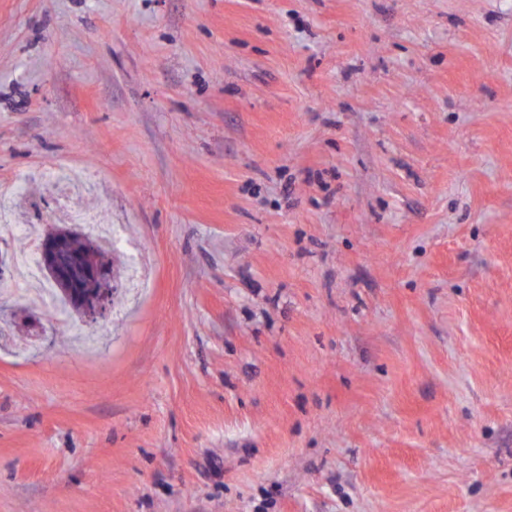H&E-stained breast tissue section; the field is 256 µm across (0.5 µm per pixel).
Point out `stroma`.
<instances>
[{
    "label": "stroma",
    "instance_id": "stroma-1",
    "mask_svg": "<svg viewBox=\"0 0 512 512\" xmlns=\"http://www.w3.org/2000/svg\"><path fill=\"white\" fill-rule=\"evenodd\" d=\"M11 191L0 512H512V0H0ZM70 233V228L47 225L37 242L38 264L41 270L49 273L53 287L59 288L70 309L80 312L83 320L94 321L105 316L111 309L110 289L114 286L116 271L104 255H97L84 263L85 284L76 285L66 261V245ZM68 242L69 252L75 257L92 249L108 254L96 240L82 232H73ZM73 288L91 290L82 292Z\"/></svg>",
    "mask_w": 512,
    "mask_h": 512
}]
</instances>
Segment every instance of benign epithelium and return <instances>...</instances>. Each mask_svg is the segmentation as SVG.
<instances>
[{
    "instance_id": "7a95c632",
    "label": "benign epithelium",
    "mask_w": 512,
    "mask_h": 512,
    "mask_svg": "<svg viewBox=\"0 0 512 512\" xmlns=\"http://www.w3.org/2000/svg\"><path fill=\"white\" fill-rule=\"evenodd\" d=\"M67 227L49 225L37 242V260L40 269L49 273L53 287L64 295L70 309L82 314L83 320L94 321L105 316L111 309L110 294L116 271L103 255H97L84 263V287L76 289L72 272L66 261Z\"/></svg>"
}]
</instances>
